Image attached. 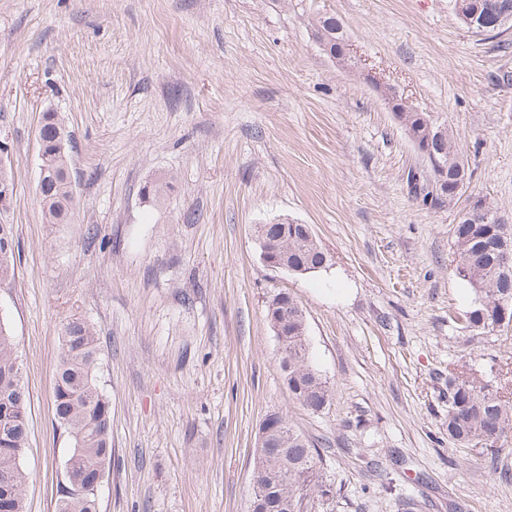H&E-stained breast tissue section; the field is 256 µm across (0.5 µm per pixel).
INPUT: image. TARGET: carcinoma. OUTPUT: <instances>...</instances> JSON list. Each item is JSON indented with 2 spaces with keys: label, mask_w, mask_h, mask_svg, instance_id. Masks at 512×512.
<instances>
[{
  "label": "carcinoma",
  "mask_w": 512,
  "mask_h": 512,
  "mask_svg": "<svg viewBox=\"0 0 512 512\" xmlns=\"http://www.w3.org/2000/svg\"><path fill=\"white\" fill-rule=\"evenodd\" d=\"M461 11L477 8V21L491 25L505 4L512 0H460ZM321 42L344 39L342 26L329 17L316 24ZM58 120L53 112L43 116L45 148L41 166L46 174L38 184L47 223L61 224L70 220L73 190L69 180L70 158L56 141ZM410 138H421L438 127L422 112L411 125L405 126ZM424 162L428 177L411 193L422 204L438 203L430 199L428 184L437 179L439 167H447L453 176L457 162L453 158L427 156ZM512 224L494 211L474 207L456 224L457 273L470 285L474 298L466 312L465 322L471 330L494 331L512 323V315L499 317L497 298L502 292L512 295V282L501 278L498 269L499 234ZM325 251L299 242H288V263L312 269L320 264ZM14 225L0 224V282L15 276ZM303 309L288 297V321L282 337L281 367L288 392L293 399L311 411L318 412L332 399L329 384L322 381L312 365L306 336ZM16 343L6 326L0 325V505L9 512H24V491L29 476L22 459L27 450L28 395L17 378ZM55 416L67 433L72 448L69 458L76 470L91 479L112 455L110 444L109 401L99 384L96 329L93 324L74 314L62 323V353L55 392ZM512 435V397L490 390L484 380L464 367L448 368V437L461 446L483 445L489 440H504ZM330 493L319 466L317 448L299 431L288 427V436L271 428L267 447L257 452L252 472V494L248 512H301L310 496ZM57 512H98V493L85 483L69 482L64 488Z\"/></svg>",
  "instance_id": "cac0c4a2"
}]
</instances>
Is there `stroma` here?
I'll return each instance as SVG.
<instances>
[{
    "label": "stroma",
    "mask_w": 512,
    "mask_h": 512,
    "mask_svg": "<svg viewBox=\"0 0 512 512\" xmlns=\"http://www.w3.org/2000/svg\"><path fill=\"white\" fill-rule=\"evenodd\" d=\"M342 25L352 64L315 37ZM452 129L456 203L376 83ZM65 126L75 197L45 223L37 130ZM0 142L15 277L0 286L29 393L25 512H56L70 442L55 419L61 319L98 334L112 412L99 512H247L258 429L286 416L330 492L303 512H512V448L448 437V367L512 388V326L464 329L454 228L512 221V29L479 36L452 0H0ZM159 184L154 202L145 186ZM310 225L327 268L268 266L260 224ZM303 308L321 412L288 393L268 300ZM431 139L425 140L423 143L420 140H415L414 144L417 150L421 154L427 155V153L432 152V146L430 143ZM423 156L425 159L423 161L426 163L428 168V177L420 181V185L416 184L414 188H411V193H413L417 198L422 196L421 202L423 205H428V200L430 198V191H427L428 184L430 181L437 179L439 174V167L443 165L447 167V175L448 178L453 176L454 170L457 167V162L454 158H446L444 159L440 155L433 156ZM457 173L454 177H452L451 184L448 185V181L445 180V172L442 177H440L436 184L433 186L434 197H438L440 200L449 201L451 197H456L458 192L465 186L467 180V170L463 168L461 165L457 167ZM418 185V186H417Z\"/></svg>",
    "instance_id": "stroma-1"
}]
</instances>
